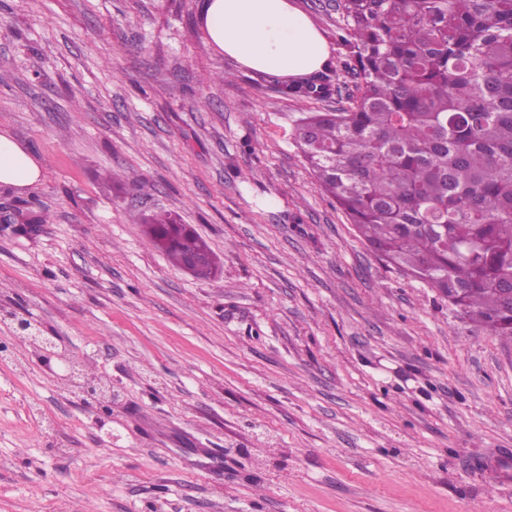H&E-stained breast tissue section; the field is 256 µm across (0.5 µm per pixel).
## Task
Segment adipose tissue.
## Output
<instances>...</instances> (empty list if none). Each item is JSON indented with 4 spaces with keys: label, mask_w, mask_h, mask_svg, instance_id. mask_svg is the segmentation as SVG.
I'll return each instance as SVG.
<instances>
[{
    "label": "adipose tissue",
    "mask_w": 512,
    "mask_h": 512,
    "mask_svg": "<svg viewBox=\"0 0 512 512\" xmlns=\"http://www.w3.org/2000/svg\"><path fill=\"white\" fill-rule=\"evenodd\" d=\"M199 20L216 54L256 73L299 79L330 59L325 38L294 0H203ZM40 177L37 158L0 132V185L23 190Z\"/></svg>",
    "instance_id": "obj_1"
}]
</instances>
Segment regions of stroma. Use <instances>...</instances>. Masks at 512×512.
I'll return each instance as SVG.
<instances>
[{"label": "stroma", "instance_id": "35a3bbf8", "mask_svg": "<svg viewBox=\"0 0 512 512\" xmlns=\"http://www.w3.org/2000/svg\"><path fill=\"white\" fill-rule=\"evenodd\" d=\"M346 53L332 0H296ZM201 0H0V129L46 224L0 223V309L125 397L60 388L0 321V512H512V340L361 241ZM149 181L140 190L139 180ZM168 212L219 259L174 267ZM40 177L37 158L7 130L0 132V185L23 190L37 184ZM148 244L163 253L175 266L199 279H208L218 267V259L210 246L186 224H179L170 214L147 218Z\"/></svg>", "mask_w": 512, "mask_h": 512}]
</instances>
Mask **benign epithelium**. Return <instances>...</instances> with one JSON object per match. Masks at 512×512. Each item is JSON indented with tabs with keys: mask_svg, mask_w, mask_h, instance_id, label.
<instances>
[{
	"mask_svg": "<svg viewBox=\"0 0 512 512\" xmlns=\"http://www.w3.org/2000/svg\"><path fill=\"white\" fill-rule=\"evenodd\" d=\"M0 319L12 321L17 337L30 346L38 357L48 362L55 359L61 363L63 372L54 373V377L61 381L65 389H79L88 404L110 406L124 395L110 381L99 382L86 377L82 370V355L63 348L58 337L44 335L43 330L29 319L5 310L0 312Z\"/></svg>",
	"mask_w": 512,
	"mask_h": 512,
	"instance_id": "1",
	"label": "benign epithelium"
}]
</instances>
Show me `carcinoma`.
I'll list each match as a JSON object with an SVG mask.
<instances>
[{
	"label": "carcinoma",
	"mask_w": 512,
	"mask_h": 512,
	"mask_svg": "<svg viewBox=\"0 0 512 512\" xmlns=\"http://www.w3.org/2000/svg\"><path fill=\"white\" fill-rule=\"evenodd\" d=\"M341 66L275 83L326 102L340 74L356 94L303 112L294 140L361 237L470 321L512 338V0H337ZM148 244L208 279L218 259L170 214Z\"/></svg>",
	"instance_id": "1"
}]
</instances>
